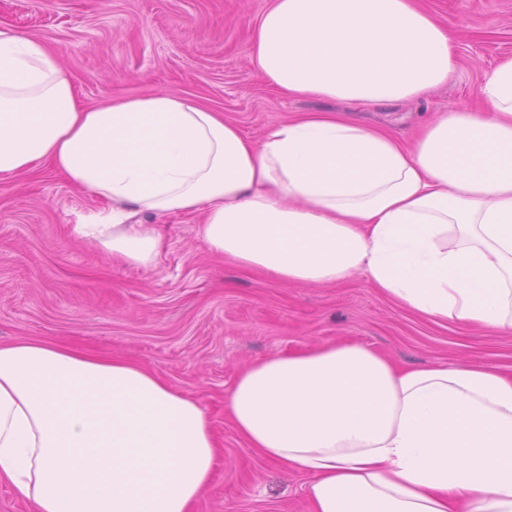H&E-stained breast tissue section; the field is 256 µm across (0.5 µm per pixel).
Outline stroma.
Masks as SVG:
<instances>
[{
    "instance_id": "obj_1",
    "label": "stroma",
    "mask_w": 512,
    "mask_h": 512,
    "mask_svg": "<svg viewBox=\"0 0 512 512\" xmlns=\"http://www.w3.org/2000/svg\"><path fill=\"white\" fill-rule=\"evenodd\" d=\"M458 58L448 83L390 108L290 96L263 82L249 45L271 0H0V25L59 52L82 101L158 90L222 111L252 139L305 112L338 111L412 143L419 125L480 107L485 70L512 57V0H424ZM44 168L0 183V344L50 340L138 364L196 399L221 462L192 512H311L305 476L240 439L224 397L240 369L327 342L374 348L400 366L466 361L512 378V334L437 323L375 291L364 276L336 286L285 284L209 251L198 216L154 224L155 263H121L72 233L101 209Z\"/></svg>"
}]
</instances>
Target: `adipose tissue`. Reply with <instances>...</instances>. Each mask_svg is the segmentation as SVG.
Masks as SVG:
<instances>
[{"label":"adipose tissue","instance_id":"obj_1","mask_svg":"<svg viewBox=\"0 0 512 512\" xmlns=\"http://www.w3.org/2000/svg\"><path fill=\"white\" fill-rule=\"evenodd\" d=\"M291 96L390 106L447 82L453 40L417 0H272L249 49ZM482 110L439 114L414 147L338 112L261 141L164 91L81 105L56 51L0 27V182L50 165L105 201L77 236L130 265L138 215L202 213L208 248L284 283L362 275L433 321L512 333V58ZM224 410L308 479L312 512H512V378L469 362L397 366L329 343L251 363ZM217 462L193 398L121 357L0 344V479L33 512H191Z\"/></svg>","mask_w":512,"mask_h":512}]
</instances>
